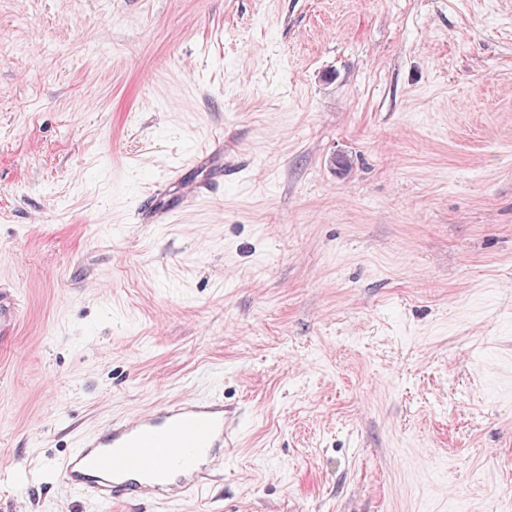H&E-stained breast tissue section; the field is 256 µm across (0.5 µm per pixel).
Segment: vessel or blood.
Wrapping results in <instances>:
<instances>
[{"instance_id":"1","label":"vessel or blood","mask_w":512,"mask_h":512,"mask_svg":"<svg viewBox=\"0 0 512 512\" xmlns=\"http://www.w3.org/2000/svg\"><path fill=\"white\" fill-rule=\"evenodd\" d=\"M236 441L223 398L162 400L81 436L56 470L66 487L103 507L155 506L210 492Z\"/></svg>"}]
</instances>
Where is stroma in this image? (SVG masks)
Wrapping results in <instances>:
<instances>
[{
	"instance_id": "stroma-1",
	"label": "stroma",
	"mask_w": 512,
	"mask_h": 512,
	"mask_svg": "<svg viewBox=\"0 0 512 512\" xmlns=\"http://www.w3.org/2000/svg\"><path fill=\"white\" fill-rule=\"evenodd\" d=\"M1 284L0 512L213 394L176 512H512V0H0Z\"/></svg>"
}]
</instances>
